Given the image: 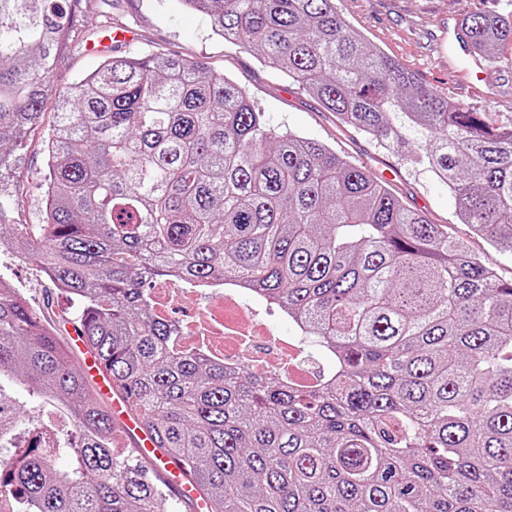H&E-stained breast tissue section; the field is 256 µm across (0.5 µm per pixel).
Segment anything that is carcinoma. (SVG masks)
Instances as JSON below:
<instances>
[{"mask_svg":"<svg viewBox=\"0 0 512 512\" xmlns=\"http://www.w3.org/2000/svg\"><path fill=\"white\" fill-rule=\"evenodd\" d=\"M337 120L401 148L461 223L512 254V128L371 49L335 0H182ZM475 52L512 15L466 19ZM70 0H0V168L37 126ZM40 233L0 203V244L78 303V335L193 494L183 512H512V281L326 144L271 128L184 56L105 58L58 93ZM234 280L332 356L301 383L186 343L148 284ZM21 384L70 424L56 449ZM121 430L62 337L0 278V495L22 512H170L161 461Z\"/></svg>","mask_w":512,"mask_h":512,"instance_id":"cac0c4a2","label":"carcinoma"}]
</instances>
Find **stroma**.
<instances>
[{"instance_id":"obj_1","label":"stroma","mask_w":512,"mask_h":512,"mask_svg":"<svg viewBox=\"0 0 512 512\" xmlns=\"http://www.w3.org/2000/svg\"><path fill=\"white\" fill-rule=\"evenodd\" d=\"M337 11L368 44L395 59L420 85L448 97L462 107L487 115L497 127L512 126V45L500 48L496 60L486 62L487 79L475 82L465 57L454 55L449 28L474 13L512 12V0H335ZM73 32L57 55L50 83L62 91L94 71L103 55L124 56L151 51L174 52L195 59L209 70L231 77L246 88L269 125L293 130L320 141L356 165L368 169L412 209L433 223L444 225L449 236L462 239L495 267L499 277L512 280V256L474 236L456 216V201L446 185L423 167L404 163L399 154L383 148L373 137L338 123L320 101L283 71L264 65L256 52L216 37L209 21L186 12L181 0H97L87 9L84 0L72 4ZM111 17L115 27L129 28L134 40L114 44L105 54L92 52L103 33L100 22ZM54 122V104L46 102L42 122L22 145L13 147L0 168V200L19 198L14 221L37 226L41 222L45 158L41 140ZM0 277L20 288L33 309L68 336L58 323L62 312L77 305L53 293L35 267L19 260L8 245L0 246Z\"/></svg>"}]
</instances>
